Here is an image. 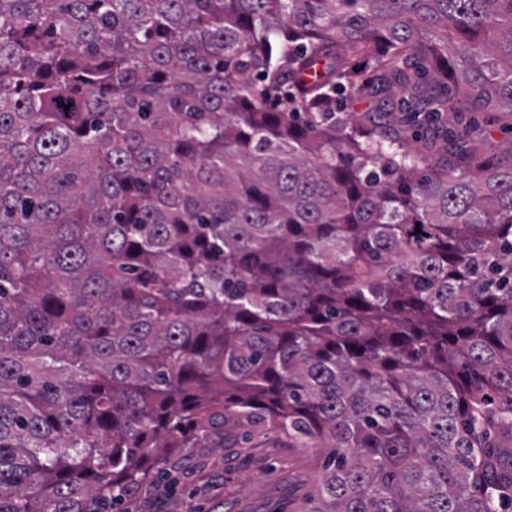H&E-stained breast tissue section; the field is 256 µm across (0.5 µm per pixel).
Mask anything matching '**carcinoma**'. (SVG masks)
Instances as JSON below:
<instances>
[{"mask_svg":"<svg viewBox=\"0 0 512 512\" xmlns=\"http://www.w3.org/2000/svg\"><path fill=\"white\" fill-rule=\"evenodd\" d=\"M451 77L512 113V0H0V512L255 433L331 449L304 512L512 507V149ZM455 106L461 112H448L449 128L469 129L478 125L492 141V147L497 146L499 152L512 146V118L509 112H466L468 105L464 102H458Z\"/></svg>","mask_w":512,"mask_h":512,"instance_id":"obj_1","label":"carcinoma"}]
</instances>
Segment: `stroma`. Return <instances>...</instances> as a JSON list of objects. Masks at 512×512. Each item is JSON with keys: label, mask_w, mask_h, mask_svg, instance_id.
<instances>
[{"label": "stroma", "mask_w": 512, "mask_h": 512, "mask_svg": "<svg viewBox=\"0 0 512 512\" xmlns=\"http://www.w3.org/2000/svg\"><path fill=\"white\" fill-rule=\"evenodd\" d=\"M448 125L480 127L499 150L512 147L508 113L472 112L461 102ZM327 455V448H291L272 434L253 435L246 448H188L177 471L114 512H304Z\"/></svg>", "instance_id": "stroma-1"}]
</instances>
